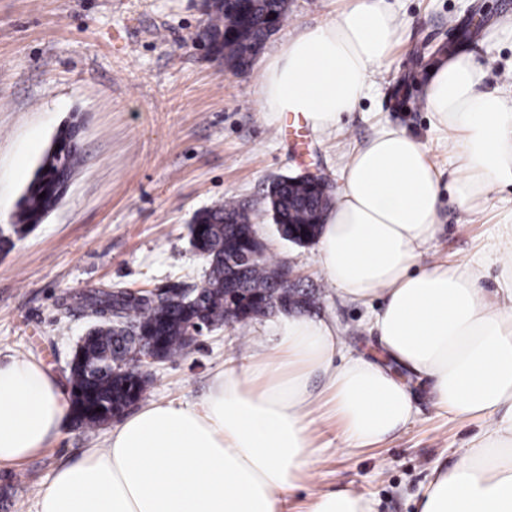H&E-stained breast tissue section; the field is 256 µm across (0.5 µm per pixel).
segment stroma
Masks as SVG:
<instances>
[{
    "label": "stroma",
    "mask_w": 512,
    "mask_h": 512,
    "mask_svg": "<svg viewBox=\"0 0 512 512\" xmlns=\"http://www.w3.org/2000/svg\"><path fill=\"white\" fill-rule=\"evenodd\" d=\"M335 7V0H290L265 50ZM394 7L404 40L375 72V91L336 132L298 135L264 120L257 68L225 71L207 51L202 0H0V226L14 223L39 161L68 121L81 125L83 155L58 208L0 250V358L33 357L66 377L89 327L86 317L64 309L66 293L200 283L206 262L190 245V226L197 211L228 197L253 206L267 256L318 287L312 315L335 318L355 353L374 356L369 307L327 288L316 244L277 235L265 200L274 179L312 172L340 186L351 151L385 125L434 148L443 190L430 255L471 258L512 219V186L472 213L459 210L450 189L457 176L451 148L433 127L421 88L413 89L406 111L390 104L413 48L451 39V22L465 20L478 32L472 49L489 71L488 88L511 94L512 39L489 41L485 34L512 16V0H395ZM273 322L269 315L243 330L204 332L184 358L152 367L145 402H201L225 360L243 353L240 334L267 340ZM413 391L410 424L377 447L329 448L291 498L290 512H304L312 494L347 486L373 497L377 512H417L432 470L452 465L479 425L438 414L429 385ZM104 434L71 424L21 465L0 467V512H35L55 470L102 445Z\"/></svg>",
    "instance_id": "stroma-1"
}]
</instances>
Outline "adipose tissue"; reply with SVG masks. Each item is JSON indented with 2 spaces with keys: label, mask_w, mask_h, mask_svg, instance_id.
<instances>
[{
  "label": "adipose tissue",
  "mask_w": 512,
  "mask_h": 512,
  "mask_svg": "<svg viewBox=\"0 0 512 512\" xmlns=\"http://www.w3.org/2000/svg\"><path fill=\"white\" fill-rule=\"evenodd\" d=\"M401 33L387 0H352L298 27L261 60L266 121L289 113L314 133L336 130L370 95ZM487 76L474 52L460 51L431 66L423 86L468 212L512 184V97L488 89ZM440 193L430 147L384 128L352 151L324 217L322 270L343 298L380 300L368 331L384 360L352 353L335 320L280 317L273 343L229 358L202 403H149L59 467L36 512H283L323 450L321 423L335 421L337 447L359 449L411 421L400 369L429 384L440 413L481 424L453 465L434 469L419 512H512V277L491 296L479 285L485 263L424 262ZM70 418L57 376L32 358L0 360V463L36 454ZM306 512H374V503L340 488Z\"/></svg>",
  "instance_id": "ef3b65f1"
}]
</instances>
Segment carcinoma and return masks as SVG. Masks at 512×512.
<instances>
[{
	"label": "carcinoma",
	"instance_id": "obj_1",
	"mask_svg": "<svg viewBox=\"0 0 512 512\" xmlns=\"http://www.w3.org/2000/svg\"><path fill=\"white\" fill-rule=\"evenodd\" d=\"M237 6L238 12L229 0H205L204 36L213 55L245 71L268 38L269 26L277 27L288 17V0H238ZM453 31L456 40L442 45L438 53L444 55L472 39L473 32L464 24L454 25ZM427 57V49L421 47L408 59L407 75L392 92L398 109H405L411 99L410 86L426 67ZM77 136L74 122L57 130L53 146L43 155L19 201L13 224L17 237H25L43 223L60 201V189L70 184L81 165ZM269 195L276 231L282 239L298 244L317 238L322 216L334 202L327 180L312 184L282 176L274 180ZM255 234L252 208L240 200L229 198L195 214L192 244L206 260L207 270L204 280L193 286L189 308L170 300L179 295L175 288L171 295L157 298L149 290L100 289L75 296L72 307L102 314L99 325H109L115 318L123 325L150 329L164 362L185 356L184 336L201 310L222 319L225 307H232L236 310L232 323L241 327L261 315L262 305L273 299L281 309L307 311L317 289L306 288L299 280L281 286V266L264 255L251 257ZM140 355L134 333L125 329H100L82 340L68 373L77 427L93 431L143 398L150 377L133 370Z\"/></svg>",
	"mask_w": 512,
	"mask_h": 512
}]
</instances>
